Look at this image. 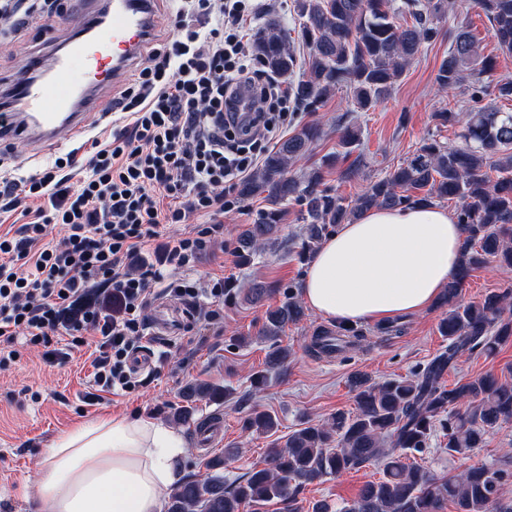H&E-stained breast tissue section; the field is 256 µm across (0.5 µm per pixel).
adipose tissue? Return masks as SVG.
Here are the masks:
<instances>
[{
  "label": "adipose tissue",
  "instance_id": "obj_1",
  "mask_svg": "<svg viewBox=\"0 0 512 512\" xmlns=\"http://www.w3.org/2000/svg\"><path fill=\"white\" fill-rule=\"evenodd\" d=\"M462 239L441 207L365 211L323 242L303 299L344 325L423 312L455 274ZM185 448L176 431L141 416L76 426L44 452L33 483L39 512H162Z\"/></svg>",
  "mask_w": 512,
  "mask_h": 512
}]
</instances>
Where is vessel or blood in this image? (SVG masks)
Here are the masks:
<instances>
[{
	"label": "vessel or blood",
	"instance_id": "1",
	"mask_svg": "<svg viewBox=\"0 0 512 512\" xmlns=\"http://www.w3.org/2000/svg\"><path fill=\"white\" fill-rule=\"evenodd\" d=\"M158 0H91L79 28L37 56L27 73L0 91L9 114L0 121V145L27 140L34 153L76 142L102 116L101 93L135 68L153 43ZM180 308H159L152 332L175 333L186 321ZM204 452L224 440V419L209 416L195 426Z\"/></svg>",
	"mask_w": 512,
	"mask_h": 512
}]
</instances>
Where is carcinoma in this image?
Segmentation results:
<instances>
[{
  "label": "carcinoma",
  "mask_w": 512,
  "mask_h": 512,
  "mask_svg": "<svg viewBox=\"0 0 512 512\" xmlns=\"http://www.w3.org/2000/svg\"><path fill=\"white\" fill-rule=\"evenodd\" d=\"M491 25V36L512 52V0H471ZM300 31L309 51L297 56L283 26L267 20L254 40L255 59L264 68L288 77L295 106L315 112L346 86L355 107L369 111L386 97L421 46L437 35L434 19H457V0H296ZM448 56L438 68L436 83L449 88L468 82L471 107L464 139L470 146L451 147L434 141L417 155L374 181L348 202L324 182L322 167L300 176L292 164L312 152L321 130L303 125L268 153L258 174L238 186L241 199L265 195L269 208L241 233L236 254L250 265L260 248L279 232L280 206L300 207L304 221L303 249L313 255L332 228L373 208H413L438 200H456L455 217L463 226L462 261L448 281L441 305L448 312L439 322L448 349L408 378L381 383L363 374L351 378L355 412L338 413L322 423H308L272 443L267 466L253 467L234 485H224V457L208 462L212 474L182 481L170 495L166 512H242L275 502L283 512H296L304 486L326 476L381 465V477L360 489L357 499L340 512H439L445 502L456 512H512L509 479L502 468L474 466L457 476L439 478L415 461L435 431L448 437L451 457H465L484 446L487 435L512 421V382L486 374L449 388L442 383L459 353L480 349L491 355L512 338V289L487 295L479 303L460 300L470 273L491 262L512 270V113L492 112L483 105L488 85L483 76L495 67L480 57L478 45L460 25L448 29ZM497 172L491 179L489 171ZM305 311L293 291L281 305L266 311L261 334L270 340ZM354 328L319 327L312 347L341 352ZM190 401L219 397L208 383L187 386ZM246 431L273 434L278 421L268 412H254L243 421Z\"/></svg>",
  "instance_id": "carcinoma-1"
}]
</instances>
